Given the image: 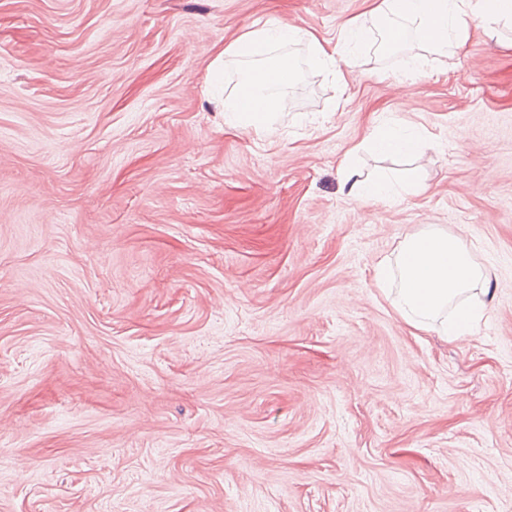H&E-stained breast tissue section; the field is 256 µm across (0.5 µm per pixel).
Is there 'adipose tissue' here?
<instances>
[{
    "label": "adipose tissue",
    "instance_id": "obj_1",
    "mask_svg": "<svg viewBox=\"0 0 512 512\" xmlns=\"http://www.w3.org/2000/svg\"><path fill=\"white\" fill-rule=\"evenodd\" d=\"M369 15L370 23L353 20L345 25L339 43L331 48L311 33L275 23L249 30L228 43L222 61L210 73L211 84L219 87L228 64L237 66V81L224 99L225 124L272 132L279 92L294 81L296 72L285 56L272 64L262 62V55L270 48L304 40L323 69L339 65L350 69L357 65L358 51L372 27L381 28L389 41L411 28L423 49L412 58L417 65L423 53L444 56L450 48L464 45L473 28L512 19V0H372ZM394 273L400 279L394 307L405 324L451 338L468 330L475 314L469 304L472 293L486 295L491 291L489 280L460 240L436 228L413 235L403 245L396 264H378L374 277L382 285ZM450 307L455 310L454 318L442 319V312Z\"/></svg>",
    "mask_w": 512,
    "mask_h": 512
}]
</instances>
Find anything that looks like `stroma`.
Returning <instances> with one entry per match:
<instances>
[{
	"label": "stroma",
	"mask_w": 512,
	"mask_h": 512,
	"mask_svg": "<svg viewBox=\"0 0 512 512\" xmlns=\"http://www.w3.org/2000/svg\"><path fill=\"white\" fill-rule=\"evenodd\" d=\"M368 8L0 0V512H512V25L342 79L288 45L269 135L206 89L237 35ZM431 225L491 282L454 339L374 279ZM370 144L376 151L392 155L416 153L422 147L419 139L403 135L399 130L388 125L374 128ZM344 184L349 185L350 195L365 199L385 198L393 186L391 177L387 174L377 178H363L362 174L354 170L346 172Z\"/></svg>",
	"instance_id": "1"
}]
</instances>
